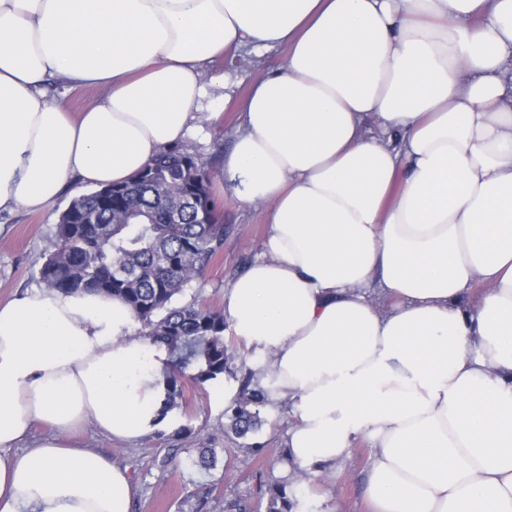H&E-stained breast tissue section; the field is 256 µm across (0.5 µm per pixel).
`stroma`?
<instances>
[{"label": "stroma", "mask_w": 512, "mask_h": 512, "mask_svg": "<svg viewBox=\"0 0 512 512\" xmlns=\"http://www.w3.org/2000/svg\"><path fill=\"white\" fill-rule=\"evenodd\" d=\"M285 55L281 48L269 50L259 58L231 49L214 59L206 70L210 78L230 75L235 92L231 101L221 107L220 131L209 135L193 133L184 147L208 167L212 192L224 212V250L205 276L186 288L182 302L223 309L224 294L231 283L260 254L267 212L262 207L243 205L225 189L224 158L240 125L238 101L263 72L281 64ZM87 192V187L73 178L43 211H0V302L39 286V270L60 215L73 199ZM225 340L231 373L200 387L188 386L186 406L170 412L166 427L134 442L110 439L91 425L78 435L77 440L84 447L128 468L134 487L129 512H190L200 497L207 500V512H224L225 496L253 498L259 484L287 480L282 461L287 409L261 407L263 426L253 436L266 448L261 459L243 455L240 439L224 430L228 407L224 389L236 386V373L248 368L242 342L230 333ZM203 446L214 449L215 468L198 466V450ZM372 453L369 443L362 440L335 473H309L289 480L288 494L296 503L295 512H368L364 489Z\"/></svg>", "instance_id": "obj_1"}]
</instances>
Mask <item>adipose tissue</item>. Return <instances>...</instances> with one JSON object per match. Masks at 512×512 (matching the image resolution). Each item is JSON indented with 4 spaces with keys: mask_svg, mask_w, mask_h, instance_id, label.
Wrapping results in <instances>:
<instances>
[{
    "mask_svg": "<svg viewBox=\"0 0 512 512\" xmlns=\"http://www.w3.org/2000/svg\"><path fill=\"white\" fill-rule=\"evenodd\" d=\"M278 46L224 161L268 207L224 317L289 474L364 438L373 512H512V0H0V210L129 181L219 119L208 63ZM50 79L105 94L74 118ZM168 359L114 297L0 303V512H128V469L74 437L165 425Z\"/></svg>",
    "mask_w": 512,
    "mask_h": 512,
    "instance_id": "adipose-tissue-1",
    "label": "adipose tissue"
}]
</instances>
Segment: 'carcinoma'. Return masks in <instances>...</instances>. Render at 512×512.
I'll list each match as a JSON object with an SVG mask.
<instances>
[{
    "instance_id": "carcinoma-1",
    "label": "carcinoma",
    "mask_w": 512,
    "mask_h": 512,
    "mask_svg": "<svg viewBox=\"0 0 512 512\" xmlns=\"http://www.w3.org/2000/svg\"><path fill=\"white\" fill-rule=\"evenodd\" d=\"M224 234L206 164L176 145L131 181L73 200L60 216L40 279L65 294L93 290L121 300L144 338L167 347V414L182 407L187 382L202 386L230 372L224 312L179 303L223 251ZM266 404L248 375L226 410L227 429L257 459L264 446L245 438L262 425L259 408ZM287 488L286 479L267 484L255 503L226 498L224 512H293Z\"/></svg>"
}]
</instances>
